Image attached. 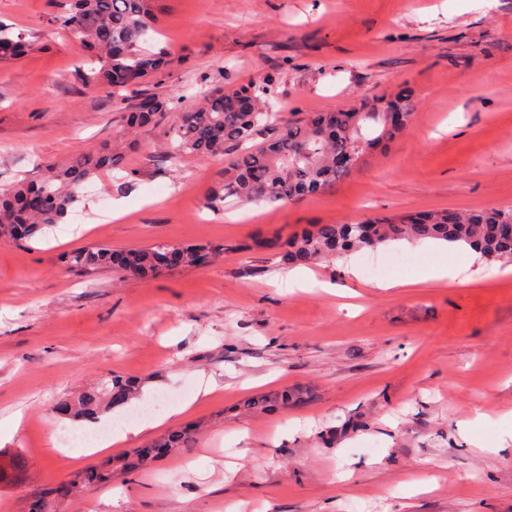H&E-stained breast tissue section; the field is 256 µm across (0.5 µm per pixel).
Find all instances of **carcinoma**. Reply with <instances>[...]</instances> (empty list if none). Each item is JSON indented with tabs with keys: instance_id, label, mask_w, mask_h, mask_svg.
I'll list each match as a JSON object with an SVG mask.
<instances>
[{
	"instance_id": "obj_1",
	"label": "carcinoma",
	"mask_w": 512,
	"mask_h": 512,
	"mask_svg": "<svg viewBox=\"0 0 512 512\" xmlns=\"http://www.w3.org/2000/svg\"><path fill=\"white\" fill-rule=\"evenodd\" d=\"M151 0H65L61 25L99 52L100 68L92 81L118 92L136 90L161 73L168 60L143 47L153 15ZM23 41L0 30V58L22 53ZM201 104L180 113L169 128V141L183 153L217 156L240 149L232 157L221 182L208 197L207 208L218 211L230 197L243 204L292 202L319 192L346 178L354 167H339L340 155L360 159L362 144L390 139L406 123L386 127L387 112L413 116L410 96L362 100L346 111L319 112L307 120H288L272 111L255 86L219 93L199 91ZM169 102L145 97L122 116L123 134L156 122ZM262 138L255 148L245 144ZM119 151L78 154L61 165H50L38 184H16L0 194V237L29 241L45 227L60 224L78 201L81 185L96 172L122 161ZM423 242L431 239L463 243L489 262H512V207H492L469 212L430 211L411 216L376 217L356 223L315 224L283 242L266 247L291 265H313L356 249H375L395 240ZM176 249L181 267H200L203 256L213 260L224 246L158 243L114 249L106 245L80 247L62 256L72 272L114 268L149 279L166 270L162 254ZM130 396L132 386L110 379L100 390L78 400H63L56 411L66 417L98 418L112 408L109 393Z\"/></svg>"
}]
</instances>
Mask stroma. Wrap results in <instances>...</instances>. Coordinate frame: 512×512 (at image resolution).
<instances>
[{"mask_svg":"<svg viewBox=\"0 0 512 512\" xmlns=\"http://www.w3.org/2000/svg\"><path fill=\"white\" fill-rule=\"evenodd\" d=\"M150 50L171 64L144 89L169 100L118 168L83 184L64 223L0 238V419L22 412L0 452L25 469L0 481V512H512V275L455 267L420 243L400 268L367 273L364 251L315 264L328 290L281 281L256 246L311 224L512 206V0H154ZM64 0H0L24 55L0 60V190L116 142L136 106L93 84L98 60L59 28ZM248 83L279 111L354 107L408 90L404 132L349 176L290 203L205 205L228 158L170 157L167 130L199 90ZM123 209L112 218L113 209ZM162 242L223 243L205 267L142 280L74 274L64 252ZM454 280L382 290L425 266ZM117 376L136 393L113 426L164 397L188 411L92 455L61 447L80 419L55 410ZM218 388L197 398L201 378ZM293 391L252 411L249 398ZM193 427L145 467L136 452ZM111 467L106 483L84 481Z\"/></svg>","mask_w":512,"mask_h":512,"instance_id":"stroma-1","label":"stroma"}]
</instances>
